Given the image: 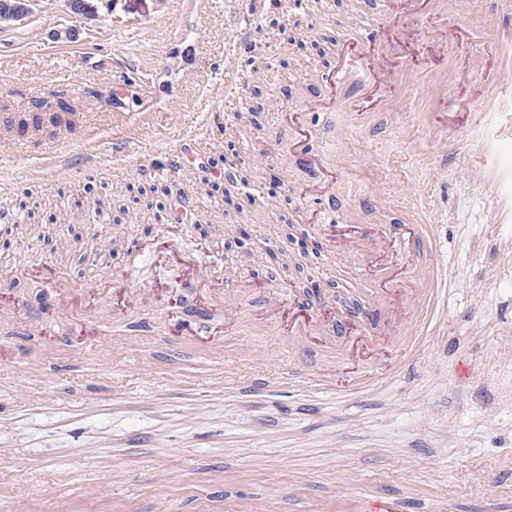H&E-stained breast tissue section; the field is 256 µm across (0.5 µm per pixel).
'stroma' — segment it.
<instances>
[{
  "label": "stroma",
  "instance_id": "obj_1",
  "mask_svg": "<svg viewBox=\"0 0 512 512\" xmlns=\"http://www.w3.org/2000/svg\"><path fill=\"white\" fill-rule=\"evenodd\" d=\"M95 17L75 21L66 0H32L22 21L0 23V278L13 312L0 319V512H39L45 487L89 501H132L134 512L162 502L182 512H224L234 498L271 512H309L342 488L343 478L413 497L426 492L450 512H484L480 464L512 459V224L500 221L494 187L478 174L480 149L465 129L435 138L431 72L452 65L440 107L476 98L478 72L495 65L481 36L490 16L512 14V0H459L460 19L425 18L406 30L403 0H94ZM396 40L380 61L391 99L352 124L346 86L335 109H313L327 93L336 52L365 24ZM250 30L240 44L235 30ZM66 101L59 123L33 125L32 102ZM245 102L244 118L235 115ZM302 112L309 152H328L325 169L285 154L286 117ZM128 141L124 155L113 143ZM188 151V168L151 180L142 170L170 149ZM232 156L248 182L225 197L220 159ZM338 176L336 194L361 224L376 220L380 195L388 218L410 210L435 225L448 280L445 311L402 357L392 350L373 368L384 380L350 395L337 370L330 390L309 382L319 372L317 344L289 353L276 329L223 333L224 362L239 379L223 391L213 364L175 350L154 307L185 306L231 295L239 279L253 291L243 317L279 289L304 297L335 273L319 315L337 326L346 306L367 296L349 276L356 243L335 240L323 223L324 200L304 184ZM158 184L159 193L149 185ZM118 194L125 210H96L95 197ZM35 222L38 234L10 232ZM169 237L193 256L185 267L159 255L140 258L133 241ZM47 260L80 283L75 305L99 296L113 278L146 298L123 311L120 335L53 309L37 264ZM119 345L133 379L113 389L98 349ZM63 349L42 364L41 379L22 373L21 354ZM263 362H256V355ZM151 357L155 374L138 370ZM197 367L192 383L171 381L173 361ZM64 399H54L57 380Z\"/></svg>",
  "mask_w": 512,
  "mask_h": 512
}]
</instances>
